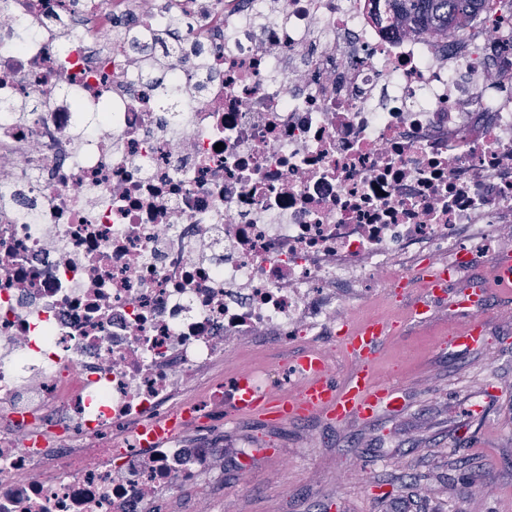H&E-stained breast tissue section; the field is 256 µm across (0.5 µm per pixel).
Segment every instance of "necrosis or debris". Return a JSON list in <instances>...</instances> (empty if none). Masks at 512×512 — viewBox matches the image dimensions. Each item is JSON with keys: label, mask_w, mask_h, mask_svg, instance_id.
I'll use <instances>...</instances> for the list:
<instances>
[{"label": "necrosis or debris", "mask_w": 512, "mask_h": 512, "mask_svg": "<svg viewBox=\"0 0 512 512\" xmlns=\"http://www.w3.org/2000/svg\"><path fill=\"white\" fill-rule=\"evenodd\" d=\"M511 17L448 42L380 0H0V512L223 484L242 351L297 391L338 303L512 223Z\"/></svg>", "instance_id": "1"}]
</instances>
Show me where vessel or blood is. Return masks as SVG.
Listing matches in <instances>:
<instances>
[{"mask_svg":"<svg viewBox=\"0 0 512 512\" xmlns=\"http://www.w3.org/2000/svg\"><path fill=\"white\" fill-rule=\"evenodd\" d=\"M451 267L428 266L420 278L425 291L439 294L448 286ZM396 325L371 319L348 326L344 332V351L356 364L350 382L342 387L330 383L328 370L320 352L306 351L296 361L305 382L299 393L279 395L257 391L248 373L235 381L236 407L239 414L260 418H293L300 415L325 414L339 421L353 417L364 419L382 408L395 405V390L381 381L375 371L380 346L395 334Z\"/></svg>","mask_w":512,"mask_h":512,"instance_id":"1","label":"vessel or blood"}]
</instances>
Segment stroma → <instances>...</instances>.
Segmentation results:
<instances>
[{"label":"stroma","mask_w":512,"mask_h":512,"mask_svg":"<svg viewBox=\"0 0 512 512\" xmlns=\"http://www.w3.org/2000/svg\"><path fill=\"white\" fill-rule=\"evenodd\" d=\"M491 238L474 243L439 298L425 300L414 285L340 309L349 324L375 315L397 322L376 364L398 392L396 409L344 422L244 417L224 442L248 456L225 457L223 488H196L193 512H512V287L489 289L478 314L454 309L512 254V223ZM422 300L427 318H408ZM474 318L484 346H453Z\"/></svg>","instance_id":"35a3bbf8"}]
</instances>
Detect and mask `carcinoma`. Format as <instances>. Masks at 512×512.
<instances>
[{"label":"carcinoma","mask_w":512,"mask_h":512,"mask_svg":"<svg viewBox=\"0 0 512 512\" xmlns=\"http://www.w3.org/2000/svg\"><path fill=\"white\" fill-rule=\"evenodd\" d=\"M396 26L407 32L448 34L453 25L463 26L484 0H385Z\"/></svg>","instance_id":"1"}]
</instances>
